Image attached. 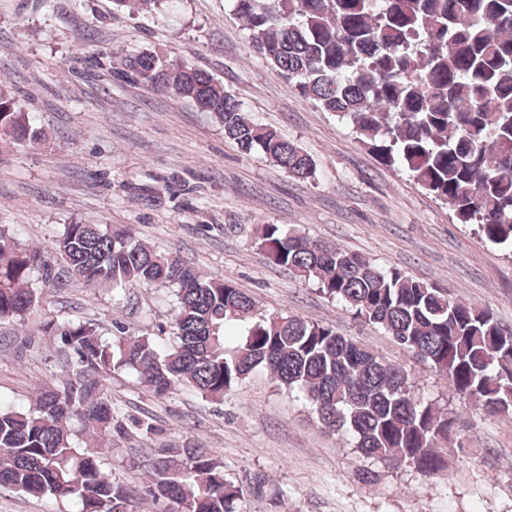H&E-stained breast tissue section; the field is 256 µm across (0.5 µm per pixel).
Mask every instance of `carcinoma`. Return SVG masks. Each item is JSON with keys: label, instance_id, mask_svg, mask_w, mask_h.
I'll return each mask as SVG.
<instances>
[{"label": "carcinoma", "instance_id": "obj_1", "mask_svg": "<svg viewBox=\"0 0 512 512\" xmlns=\"http://www.w3.org/2000/svg\"><path fill=\"white\" fill-rule=\"evenodd\" d=\"M256 50L304 96L351 126L387 167L445 201L512 249V0H233ZM113 77L166 90L212 113L244 154L260 153L307 180L314 160L254 123L224 84L154 53L128 54ZM15 98L0 93V140L34 145ZM256 243L271 263L343 303L448 379L449 391L490 415L512 414V326L486 307L398 268H382L297 228L264 224ZM65 271L94 288H175V344L111 336L90 320L40 325L57 342L63 376L36 402L0 401V488L73 500L79 512H128L131 490L101 464L100 439L126 433L112 408V374L131 371L157 398L183 386L221 402L253 372L301 390L325 429L352 436L363 458L397 460L424 476L448 471L452 424L403 369L334 327L256 312L224 275H203L126 226L66 224L56 239ZM40 252L0 233V320H23L42 301ZM80 419L91 431L78 437ZM159 512H238L241 486L209 449L161 448L146 460Z\"/></svg>", "mask_w": 512, "mask_h": 512}]
</instances>
